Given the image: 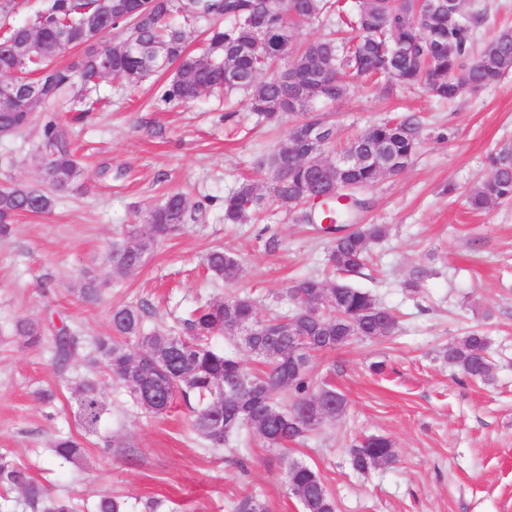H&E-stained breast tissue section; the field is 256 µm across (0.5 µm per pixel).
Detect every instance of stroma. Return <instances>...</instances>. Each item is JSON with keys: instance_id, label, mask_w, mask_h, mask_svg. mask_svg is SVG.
Instances as JSON below:
<instances>
[{"instance_id": "1", "label": "stroma", "mask_w": 512, "mask_h": 512, "mask_svg": "<svg viewBox=\"0 0 512 512\" xmlns=\"http://www.w3.org/2000/svg\"><path fill=\"white\" fill-rule=\"evenodd\" d=\"M463 10L480 13L481 45L512 26V0H463ZM169 78L163 71L135 86L105 78L97 94L107 106L83 121L69 110V89L36 114L65 132L80 175L50 213L20 214L0 234V454L25 466L50 496L72 499L78 512H93L103 495L124 500L127 512H145L151 499L163 501V512H232L247 492L262 496L270 512H301L283 481L290 460L321 474L338 512H512V204L475 212L466 202L467 189L489 172L488 155L512 145V73L450 104L419 86L364 79L325 106L340 143L409 113L420 117L423 138L402 174L364 192L356 223L386 224L390 233L346 278L394 310L399 330L313 359L316 383L341 392L347 407L288 450L266 447L252 431L208 447L184 402L158 416L136 407L92 346L60 374L50 340L29 345L14 335L23 317L89 339L107 336L113 306L129 302L145 304L150 322L168 326L200 302L234 293L250 294L260 311H285L289 286L327 272L326 240L295 214L273 206L245 224L223 219L224 197L239 183L268 193L266 158L284 141L287 123L258 120L242 94L160 103ZM39 152L37 128L0 138V186L44 189ZM172 191L202 204V218L155 245L136 273H115L117 230L141 223ZM216 246L239 257L237 281L208 277L201 262ZM87 276L101 288L93 302L78 295ZM411 277L420 283L414 293L403 287ZM473 330L491 343L493 378L485 384L441 355ZM380 360L386 371L373 374L369 366ZM84 377L99 382L110 418L75 466L55 458L51 446L81 433L72 387ZM45 391L52 401L42 399ZM369 435L389 438L397 462L354 470L350 448Z\"/></svg>"}]
</instances>
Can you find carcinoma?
<instances>
[{"mask_svg": "<svg viewBox=\"0 0 512 512\" xmlns=\"http://www.w3.org/2000/svg\"><path fill=\"white\" fill-rule=\"evenodd\" d=\"M264 25L251 21L256 11L254 0H200L193 6L187 0H50L48 7L32 21L12 27L0 43V69L12 72H41L56 57L57 39L66 32L73 48L87 41L89 28L112 26L116 41L102 44L98 56L88 55L65 67H53L50 80L21 78L17 86L19 102L0 105V130L8 137L24 129L34 119L37 109L54 98L58 91L76 83L95 86L101 79L96 68L97 58L106 60L112 76L138 84L154 70L141 60L127 54L122 47L134 36L149 44L165 42L170 47L171 64L175 72L162 87L160 100L186 104L207 92L222 91L226 95L242 92L248 96L250 111L263 120L292 117L283 143L270 155V164L288 167V179L273 177L270 196L258 193L251 183H244L224 197V223L244 224L249 216L270 202L282 208L296 209L308 204L314 194L330 192L336 186L347 187L338 198L325 201L327 209H319L315 219H327L324 231L347 230L329 238L328 263L333 271L353 273L366 265L370 246L389 233L385 224H355L346 222L347 214L359 208V195L384 177L398 172L366 162L351 171H339L333 165L336 154L359 151L368 154L377 144L387 149V158L412 162L421 142L422 125L415 114L395 121L368 126L344 147L338 149L334 140L324 142L320 151L303 160L302 151L293 146L297 131L308 121L326 117L316 112L319 104L344 98L361 79L373 77L402 85H423L433 97L451 101L468 87L485 88L512 72V29L501 30L488 47L474 49L473 31L477 18L462 12L461 0H453L448 11L430 17L426 30L411 24L413 0H358L347 8L341 0H283L277 8L263 5ZM180 14L186 20H210L207 47L200 54L186 49L185 33L167 24V19ZM324 22L341 30L355 32L342 41L331 31L303 44H296V25L304 22ZM268 37L273 50L260 49L242 53L239 47L256 44ZM233 67L239 82L224 83V69ZM335 67L339 78L325 96H316L315 78L326 67ZM297 76L296 83L285 82L284 69ZM43 146L50 156L37 157L44 190L22 187L0 189V234L21 213L47 214L56 201L73 189L79 175V165L71 144L56 121L47 120L42 126ZM512 201V152L501 147L490 157V173L469 190L468 202L474 210ZM203 211L200 204L192 205L187 197L172 192L157 205L149 208L143 222L129 224L112 243V267L123 275L141 268L145 255L153 246L181 234L186 224L196 220ZM204 265L216 282L233 283L240 272L235 254L217 247L204 256ZM296 303L305 298L326 295L329 308L337 311L321 319L292 315L260 317L255 300L248 294L236 293L222 301H208L179 320L181 332L157 325L146 328L149 312L142 304H122L112 308V335L97 337L94 349L100 355L109 377L129 392L132 401L146 412L162 415L176 398H181L191 411V428L211 448L224 447L229 434L240 428L255 431L272 448L286 445L313 430L319 422L300 416L308 405L319 406L321 418H334L346 410L345 396L333 388L318 387L311 366L312 354L306 356L304 369L294 371L288 362V324L295 325V335L307 339L315 353L333 352L355 339L389 338L398 331L397 317L386 311L385 319L375 310L383 306L368 292L351 285L309 276L288 288ZM248 320L262 328H274L283 335L270 339L255 337L264 349L257 355L263 364L259 372L248 371L234 354L212 344V338L224 334L225 326ZM19 336L37 344L45 338L46 327L29 319L15 323ZM137 351H132L130 342ZM53 363L58 372L70 366L83 344L82 337L66 327L54 329ZM489 339L481 331H472L448 344L442 351L448 363L457 367L473 381L492 379ZM149 377L162 393V402L146 404L134 392L138 378ZM248 377L252 385L239 395L227 394L217 404L212 391L217 383L228 384ZM281 393L287 403L273 402ZM78 425L82 436L57 438L53 443L56 458L77 463L85 456V440L96 436L108 414L98 382L83 378L73 389ZM352 466L365 471L376 460L385 464L396 462L393 443L382 435H371L350 449ZM285 482L291 487L303 512H336V500L328 491L318 471L300 464L285 471ZM22 491L32 512H76L71 500L50 499L25 467L0 455V487ZM96 512H125L124 502L115 496H103ZM233 512H269L266 503L254 493L242 495Z\"/></svg>", "mask_w": 512, "mask_h": 512, "instance_id": "obj_1", "label": "carcinoma"}]
</instances>
